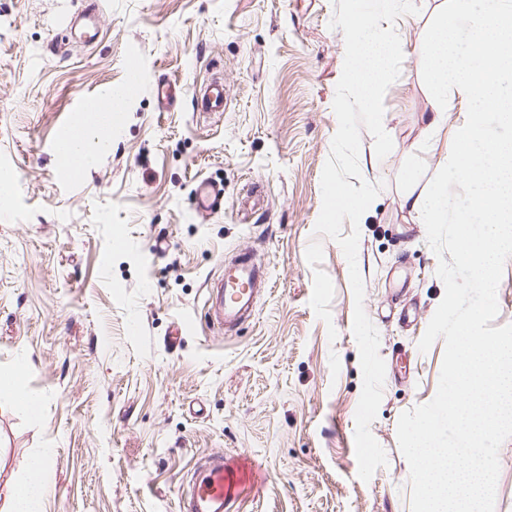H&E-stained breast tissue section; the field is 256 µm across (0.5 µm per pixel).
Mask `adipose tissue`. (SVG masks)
<instances>
[{
    "instance_id": "ef3b65f1",
    "label": "adipose tissue",
    "mask_w": 512,
    "mask_h": 512,
    "mask_svg": "<svg viewBox=\"0 0 512 512\" xmlns=\"http://www.w3.org/2000/svg\"><path fill=\"white\" fill-rule=\"evenodd\" d=\"M125 101L122 92H111L105 99L89 105L75 122L73 130L78 141L69 167L73 175L87 172L99 151L109 147L110 141L104 132L111 128L113 121L119 120ZM54 456V449L44 448L32 459L28 479L9 491L10 512H43L46 495L54 483Z\"/></svg>"
}]
</instances>
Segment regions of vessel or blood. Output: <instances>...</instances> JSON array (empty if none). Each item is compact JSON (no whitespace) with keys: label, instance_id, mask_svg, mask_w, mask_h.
<instances>
[{"label":"vessel or blood","instance_id":"vessel-or-blood-1","mask_svg":"<svg viewBox=\"0 0 512 512\" xmlns=\"http://www.w3.org/2000/svg\"><path fill=\"white\" fill-rule=\"evenodd\" d=\"M198 111L220 112L224 109V85L211 79L194 97ZM198 213L211 215L224 206L221 188L207 180L199 181L195 188ZM264 279V273L250 254L239 255L225 264L224 279L217 287L213 319L225 330L231 331L247 317V313ZM231 495V480L224 458L208 455L201 458L193 474L190 496L183 502V512H224Z\"/></svg>","mask_w":512,"mask_h":512}]
</instances>
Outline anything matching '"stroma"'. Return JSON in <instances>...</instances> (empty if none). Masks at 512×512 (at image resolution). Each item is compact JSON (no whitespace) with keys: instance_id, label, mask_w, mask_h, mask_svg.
<instances>
[{"instance_id":"obj_1","label":"stroma","mask_w":512,"mask_h":512,"mask_svg":"<svg viewBox=\"0 0 512 512\" xmlns=\"http://www.w3.org/2000/svg\"><path fill=\"white\" fill-rule=\"evenodd\" d=\"M88 2L0 0V175L12 184L0 193V369L26 362L21 384L44 400L37 416L0 401V512L42 448L56 451L44 512H179L213 452L245 479L226 512H410L397 422L436 394L444 342L424 353L418 342L445 288L397 176L417 155L428 187L467 117L456 95L434 136L424 130L433 98L416 48L438 0L396 20L404 59L383 118L393 149L361 171L382 186L357 264L386 367L370 429L388 459L366 482L348 262L329 238L319 268L305 258L338 128L345 41L329 26L332 0H97L90 40L66 23ZM134 67L139 88L109 149L72 176L56 140ZM216 76L223 112L194 111L196 87ZM161 79L183 88L166 106ZM202 178L222 187L223 211L196 212ZM250 248L266 288L227 332L207 299L225 261ZM318 269L334 286L328 323L309 305Z\"/></svg>"}]
</instances>
